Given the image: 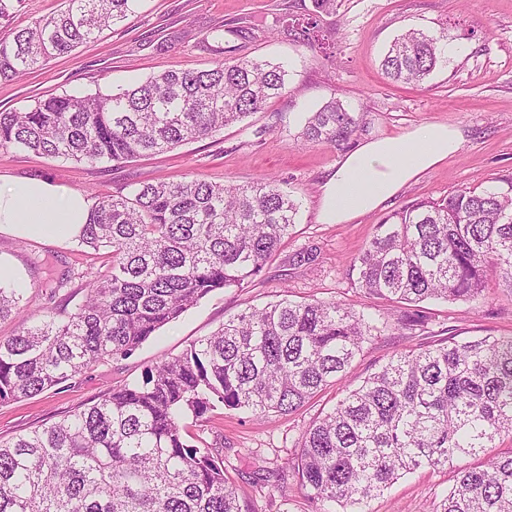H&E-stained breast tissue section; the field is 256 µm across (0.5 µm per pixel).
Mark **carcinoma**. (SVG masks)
<instances>
[{"label":"carcinoma","instance_id":"carcinoma-1","mask_svg":"<svg viewBox=\"0 0 512 512\" xmlns=\"http://www.w3.org/2000/svg\"><path fill=\"white\" fill-rule=\"evenodd\" d=\"M140 0H66L60 13L0 38V79L40 67L134 15ZM317 23L285 17L216 28L220 56L200 71H167L117 91L62 93L0 110V148L96 165L121 164L213 136L287 89L283 66L224 57L225 35L286 34L310 45ZM447 35L412 29L381 61L422 86L447 57ZM357 119L333 99L310 113L305 144L343 142ZM298 204L275 180L131 183L97 198L78 243L112 253L71 309L32 310L0 270V317L25 327L0 337V402L37 396L90 365L127 357L207 295L253 283L295 226ZM354 283L401 305L394 321L339 302L287 298L249 307L164 359L140 382L16 439H0V512H242L223 450L189 433L222 405L290 415L348 378L365 343L428 323L419 304L470 303L495 278L512 289V178L506 186L419 201L386 217L349 261ZM512 336L392 354L303 430L281 472L320 512H369L372 499L419 468L449 466L454 484L433 512H512Z\"/></svg>","mask_w":512,"mask_h":512}]
</instances>
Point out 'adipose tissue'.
<instances>
[{
	"label": "adipose tissue",
	"instance_id": "adipose-tissue-1",
	"mask_svg": "<svg viewBox=\"0 0 512 512\" xmlns=\"http://www.w3.org/2000/svg\"><path fill=\"white\" fill-rule=\"evenodd\" d=\"M462 146L458 129L424 123L393 137L369 140L346 154L322 184L318 219L346 224L392 199ZM93 201L83 192L39 178L0 174V232L66 241L89 223Z\"/></svg>",
	"mask_w": 512,
	"mask_h": 512
}]
</instances>
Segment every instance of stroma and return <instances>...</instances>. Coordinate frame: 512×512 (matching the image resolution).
Returning <instances> with one entry per match:
<instances>
[{"instance_id": "35a3bbf8", "label": "stroma", "mask_w": 512, "mask_h": 512, "mask_svg": "<svg viewBox=\"0 0 512 512\" xmlns=\"http://www.w3.org/2000/svg\"><path fill=\"white\" fill-rule=\"evenodd\" d=\"M291 20L316 19L326 48L284 38L260 37L234 44V57L265 59L288 71L286 93L242 122L173 151L120 165L94 167L18 149H0V173L49 179L88 196L108 195L128 183L172 181L188 176L217 184H247L270 176L297 199L292 235L245 288H229L202 299L150 337L131 355L93 364L83 374L44 393L0 403V438L10 439L91 404L112 389L140 380L165 358L220 329L249 306L288 298L333 300L369 314L386 312L385 300L356 288L347 266L371 240L377 224L416 201L438 200L468 188L481 191L512 178V0H337L333 12L314 0H142L136 17L105 29L96 41L54 56L31 73L0 80V105L21 107L37 97L63 92L95 93L167 70L212 67L215 55L202 42L213 27L259 21L273 13ZM410 29L443 30L447 62L420 87L397 84L381 71L391 42ZM338 98L355 113L359 127L341 145L303 144L298 132L308 112ZM436 122L463 134L461 149L404 186L380 209L346 224H323L317 202L324 180L357 144ZM312 247L317 260L294 267L290 256ZM110 253L80 248L75 241H48L0 234V266L27 290L32 308L59 310L42 282L67 271L105 272ZM428 331L401 336L389 330L365 344L349 378L359 382L393 352L444 336H512V289L489 280L471 303H430ZM343 395L327 389L300 411L254 417L222 408L207 413L193 433L223 441L224 462L238 487L242 512H317L295 477L258 484L295 453L302 430ZM452 469H420L399 479L370 504L371 512H431L453 482Z\"/></svg>"}]
</instances>
